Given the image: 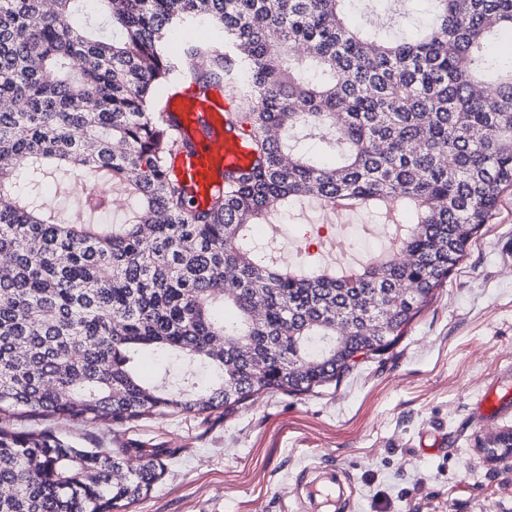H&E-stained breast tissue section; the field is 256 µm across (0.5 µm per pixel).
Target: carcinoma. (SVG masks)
Segmentation results:
<instances>
[{
	"label": "carcinoma",
	"mask_w": 512,
	"mask_h": 512,
	"mask_svg": "<svg viewBox=\"0 0 512 512\" xmlns=\"http://www.w3.org/2000/svg\"><path fill=\"white\" fill-rule=\"evenodd\" d=\"M0 0V512H128L169 448H82L52 427L224 415L270 391L336 384L395 345L512 189V0H432L425 31L386 41L347 0ZM205 25L203 42L171 33ZM224 86L254 163L206 209L168 175L186 146L161 87ZM316 135L324 159L299 144ZM59 171L106 172L123 224L44 201ZM301 200L359 209L395 250L346 271L287 268L246 224ZM203 364L145 381L143 356Z\"/></svg>",
	"instance_id": "carcinoma-1"
}]
</instances>
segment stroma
Wrapping results in <instances>:
<instances>
[{"label": "stroma", "instance_id": "obj_1", "mask_svg": "<svg viewBox=\"0 0 512 512\" xmlns=\"http://www.w3.org/2000/svg\"><path fill=\"white\" fill-rule=\"evenodd\" d=\"M315 202L281 215L290 246H308ZM496 388L507 413L477 407ZM512 429V192L463 263L379 355L316 393L261 395L203 421L143 420L124 432L178 454L131 512H300L295 477L317 461L350 471L348 512H512V452L479 439ZM447 441L441 452L423 447Z\"/></svg>", "mask_w": 512, "mask_h": 512}]
</instances>
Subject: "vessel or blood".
Wrapping results in <instances>:
<instances>
[{
  "label": "vessel or blood",
  "mask_w": 512,
  "mask_h": 512,
  "mask_svg": "<svg viewBox=\"0 0 512 512\" xmlns=\"http://www.w3.org/2000/svg\"><path fill=\"white\" fill-rule=\"evenodd\" d=\"M229 108L220 86L204 93L180 86L166 98L174 127L191 142L190 147L171 154L168 172L188 186L193 205L200 209L223 190L226 176L248 168L254 160L247 138L225 124Z\"/></svg>",
  "instance_id": "vessel-or-blood-1"
}]
</instances>
